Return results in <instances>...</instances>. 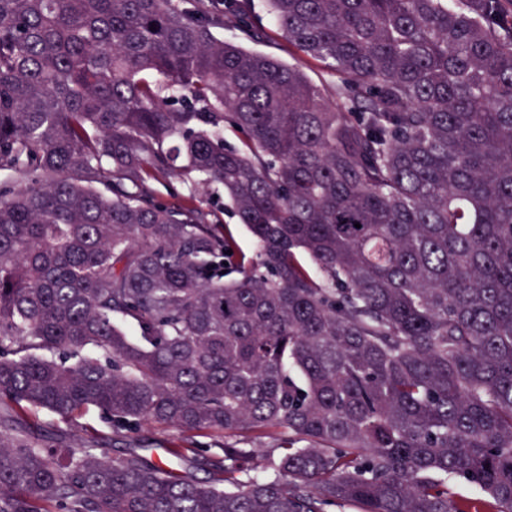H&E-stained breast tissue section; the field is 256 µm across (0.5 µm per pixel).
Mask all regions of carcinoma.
Instances as JSON below:
<instances>
[{
	"mask_svg": "<svg viewBox=\"0 0 512 512\" xmlns=\"http://www.w3.org/2000/svg\"><path fill=\"white\" fill-rule=\"evenodd\" d=\"M264 7L0 0V512H512V0ZM253 22L264 31L259 41L245 40L242 34L231 25H226L223 30H219V35L224 38V41L241 43L249 50L274 56L285 63L299 64L309 78L316 83L333 80L323 63L303 56L294 46L281 38L278 29L272 24L258 0L254 2ZM211 219L214 223L224 224L226 230L234 237L239 251L245 255L246 260H256V250L251 234L243 224H239L237 218L229 213L215 210ZM27 413L30 419L37 420L41 424L38 433L51 441H57L56 439H58V442H71L74 435L81 436L85 431H96L106 436H112L106 423L102 420L99 411L96 409H91L78 417L75 422V427H68L44 412L36 413L28 411ZM172 434H175L172 430L153 424L148 425L139 433L133 444L136 445L141 454L157 459L158 454H163L159 448H163V442ZM281 430L269 429L261 434H250L248 437V444L244 445L245 448H255L258 450L256 462L259 465L265 463L266 454L274 448L275 438L279 437Z\"/></svg>",
	"mask_w": 512,
	"mask_h": 512,
	"instance_id": "carcinoma-1",
	"label": "carcinoma"
}]
</instances>
